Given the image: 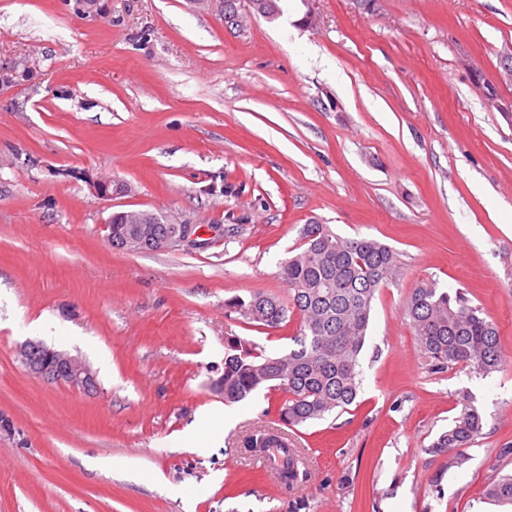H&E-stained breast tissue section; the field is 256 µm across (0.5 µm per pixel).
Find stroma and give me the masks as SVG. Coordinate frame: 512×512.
I'll return each mask as SVG.
<instances>
[{
  "label": "stroma",
  "instance_id": "obj_1",
  "mask_svg": "<svg viewBox=\"0 0 512 512\" xmlns=\"http://www.w3.org/2000/svg\"><path fill=\"white\" fill-rule=\"evenodd\" d=\"M299 5L236 27L223 0H0V512H503L482 493L512 473V0H316L311 28ZM126 209L198 243L112 249L102 226ZM312 222L392 246L401 274L375 298L357 405L289 430L308 477L287 488L242 446L283 393L228 404L216 383L231 340L292 346L297 322L225 303L287 298L278 264ZM427 279L494 321L500 372L430 370L403 312ZM28 340L95 389L31 375ZM464 391L484 428L456 467L427 448ZM212 405L207 447L182 442ZM58 361L64 362L68 368V383L74 388L89 390L95 385V376L90 367L81 359L65 356Z\"/></svg>",
  "mask_w": 512,
  "mask_h": 512
}]
</instances>
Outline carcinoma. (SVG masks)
Listing matches in <instances>:
<instances>
[{
  "label": "carcinoma",
  "instance_id": "1",
  "mask_svg": "<svg viewBox=\"0 0 512 512\" xmlns=\"http://www.w3.org/2000/svg\"><path fill=\"white\" fill-rule=\"evenodd\" d=\"M279 2L249 0V7L275 20L282 14ZM301 241L299 251L280 265L287 300L255 291L226 304L227 311L271 329L297 320L293 346L268 356L254 344L236 340L224 357V376L217 382L227 403L245 401L263 388L285 393L277 415L289 428L345 412L356 402L357 367L374 299L401 272L398 252L371 237L345 238L325 224H305ZM404 315L432 371L471 367L487 376L503 367L496 325L481 309L468 304L464 292H450L434 280L423 282L407 297ZM482 430V409L470 394H464L452 424L427 451L462 465L467 460L464 450ZM246 447L260 457L268 448L280 449L281 483L292 486L299 481V451L285 446L280 432L254 433L247 437ZM484 496L512 507V475L489 483Z\"/></svg>",
  "mask_w": 512,
  "mask_h": 512
}]
</instances>
